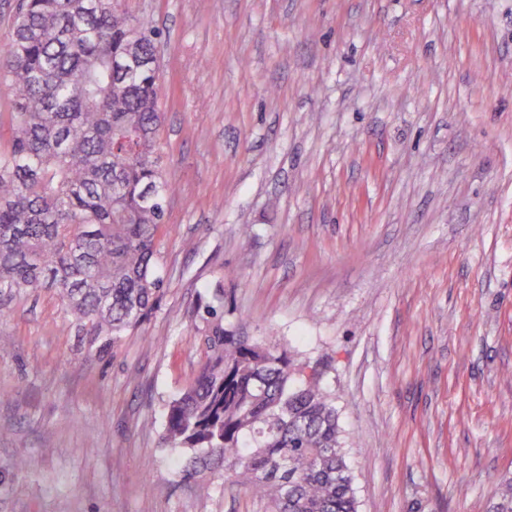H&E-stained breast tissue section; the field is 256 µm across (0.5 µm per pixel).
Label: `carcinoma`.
Returning <instances> with one entry per match:
<instances>
[{
	"mask_svg": "<svg viewBox=\"0 0 512 512\" xmlns=\"http://www.w3.org/2000/svg\"><path fill=\"white\" fill-rule=\"evenodd\" d=\"M160 32L116 0H22L0 52L13 139L0 152V288L50 285L101 350L156 304ZM166 408L182 480L228 473L268 512H358L335 394L306 356L214 322Z\"/></svg>",
	"mask_w": 512,
	"mask_h": 512,
	"instance_id": "obj_1",
	"label": "carcinoma"
}]
</instances>
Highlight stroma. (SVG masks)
<instances>
[{"label":"stroma","mask_w":512,"mask_h":512,"mask_svg":"<svg viewBox=\"0 0 512 512\" xmlns=\"http://www.w3.org/2000/svg\"><path fill=\"white\" fill-rule=\"evenodd\" d=\"M161 32L153 312L108 350L0 293V512H265L181 481L224 323L321 363L359 512L512 485V0H123Z\"/></svg>","instance_id":"35a3bbf8"}]
</instances>
